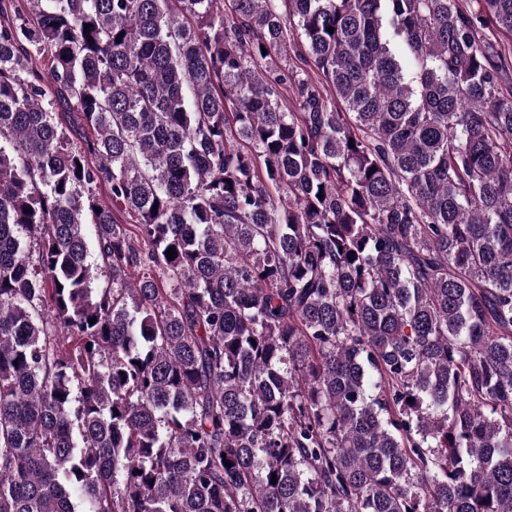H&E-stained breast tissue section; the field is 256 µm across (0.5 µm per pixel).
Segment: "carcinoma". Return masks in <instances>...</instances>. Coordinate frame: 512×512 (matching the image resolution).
Listing matches in <instances>:
<instances>
[{"label": "carcinoma", "mask_w": 512, "mask_h": 512, "mask_svg": "<svg viewBox=\"0 0 512 512\" xmlns=\"http://www.w3.org/2000/svg\"><path fill=\"white\" fill-rule=\"evenodd\" d=\"M498 31L512 0H0V512H512Z\"/></svg>", "instance_id": "obj_1"}]
</instances>
